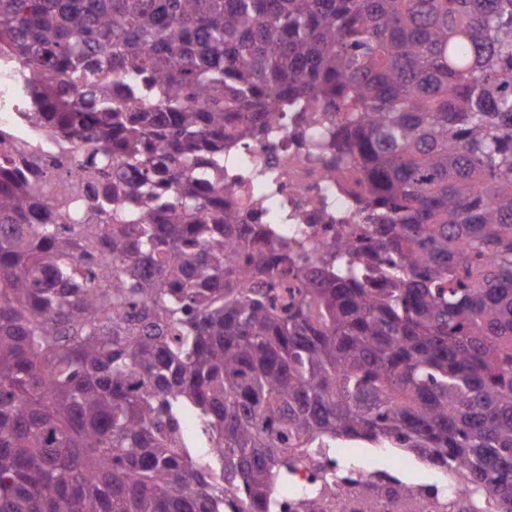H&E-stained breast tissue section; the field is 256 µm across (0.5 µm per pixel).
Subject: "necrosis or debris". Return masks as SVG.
<instances>
[{"instance_id": "4bbe7bcc", "label": "necrosis or debris", "mask_w": 512, "mask_h": 512, "mask_svg": "<svg viewBox=\"0 0 512 512\" xmlns=\"http://www.w3.org/2000/svg\"><path fill=\"white\" fill-rule=\"evenodd\" d=\"M18 74L17 66L0 65V135L36 145L46 165H53L59 148L32 122L31 103ZM296 121L292 112L285 123L261 127L248 141L227 139L224 176L242 186L229 204L243 222L256 215L280 234L318 246L333 239L343 225L360 223L357 205L364 190L352 161L336 164L314 155L315 142L335 130V113H320L303 131ZM327 464L339 466L343 479L326 499L325 512H399V501L410 489L397 469H371L340 449L328 455Z\"/></svg>"}]
</instances>
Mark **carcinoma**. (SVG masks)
Here are the masks:
<instances>
[{"label":"carcinoma","mask_w":512,"mask_h":512,"mask_svg":"<svg viewBox=\"0 0 512 512\" xmlns=\"http://www.w3.org/2000/svg\"><path fill=\"white\" fill-rule=\"evenodd\" d=\"M0 48L77 171L0 137V512H272L344 441L512 512V0H0ZM304 103L370 220L318 248L224 205Z\"/></svg>","instance_id":"obj_1"}]
</instances>
